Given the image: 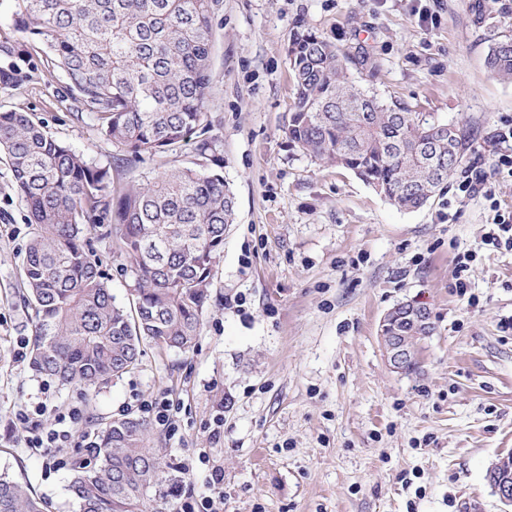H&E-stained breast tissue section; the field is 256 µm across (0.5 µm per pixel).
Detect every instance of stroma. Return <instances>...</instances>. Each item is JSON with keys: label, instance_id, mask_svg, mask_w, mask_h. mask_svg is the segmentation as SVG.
Listing matches in <instances>:
<instances>
[{"label": "stroma", "instance_id": "35a3bbf8", "mask_svg": "<svg viewBox=\"0 0 512 512\" xmlns=\"http://www.w3.org/2000/svg\"><path fill=\"white\" fill-rule=\"evenodd\" d=\"M433 16L419 20L420 11ZM309 29L377 62L359 83L426 119L467 131L465 163L490 166L495 131L512 122V83L485 57L512 32V0H221L208 120L222 140L223 175L237 202L210 305L187 351L144 343L137 367L86 393L36 376L16 358L34 312L18 295L32 232L0 156V474L28 484L44 512H77L69 468L28 448L17 416L44 408L43 428L79 408L69 457L99 423L142 402L174 403V429L153 425L173 465L158 484L210 493L224 512H512L487 471L512 452V252L487 244L493 213L463 198L453 173L421 209L390 203L352 172L288 137L294 83L287 48ZM0 68L19 71L0 110L22 109L115 185L182 167L191 147L137 160L101 137L89 112L48 77L44 54L0 0ZM88 245L119 303L131 282L110 238ZM472 252L470 288H454L456 257ZM427 306L434 330L418 367L395 372L379 340L399 302Z\"/></svg>", "mask_w": 512, "mask_h": 512}]
</instances>
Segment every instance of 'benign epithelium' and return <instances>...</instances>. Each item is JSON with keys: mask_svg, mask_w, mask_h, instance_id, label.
Wrapping results in <instances>:
<instances>
[{"mask_svg": "<svg viewBox=\"0 0 512 512\" xmlns=\"http://www.w3.org/2000/svg\"><path fill=\"white\" fill-rule=\"evenodd\" d=\"M430 310L416 301H405L387 311L380 322V328L390 329L381 337L385 357L390 367L403 371L407 361L415 354L416 344L411 333L429 325ZM487 478L499 500L512 505V472L497 468L489 470Z\"/></svg>", "mask_w": 512, "mask_h": 512, "instance_id": "benign-epithelium-1", "label": "benign epithelium"}]
</instances>
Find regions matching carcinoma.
<instances>
[{"label": "carcinoma", "instance_id": "obj_1", "mask_svg": "<svg viewBox=\"0 0 512 512\" xmlns=\"http://www.w3.org/2000/svg\"><path fill=\"white\" fill-rule=\"evenodd\" d=\"M219 0H14L18 30L43 46L71 99L98 133L140 158L194 144L188 165L116 189L101 166L31 115L0 111V152L33 226L21 284L35 312L32 370L86 391L136 368L141 345L188 350L203 326L235 194L224 182L207 105ZM295 97L288 136L353 171L403 210L424 206L462 163L463 131L428 122L350 79L373 72L364 50L297 31L288 45ZM491 74L512 82V35L491 40ZM108 225L130 264L128 304L115 302L86 234ZM137 417L98 428L93 460L72 464L79 512H171L151 495L170 463ZM0 512H43L22 483L0 475Z\"/></svg>", "mask_w": 512, "mask_h": 512}]
</instances>
